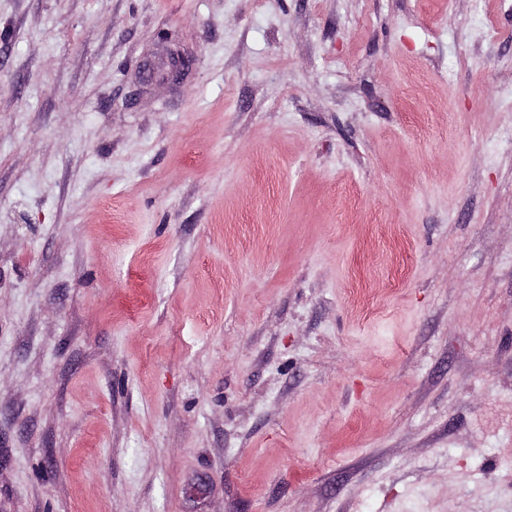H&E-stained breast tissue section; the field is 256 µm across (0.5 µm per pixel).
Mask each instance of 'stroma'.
<instances>
[{
    "mask_svg": "<svg viewBox=\"0 0 512 512\" xmlns=\"http://www.w3.org/2000/svg\"><path fill=\"white\" fill-rule=\"evenodd\" d=\"M0 512H512V0H0ZM157 46V51L148 53L142 60L139 67L141 82L150 84L157 79L170 82L182 80L191 67L192 60L176 46L168 33L158 37Z\"/></svg>",
    "mask_w": 512,
    "mask_h": 512,
    "instance_id": "obj_1",
    "label": "stroma"
}]
</instances>
